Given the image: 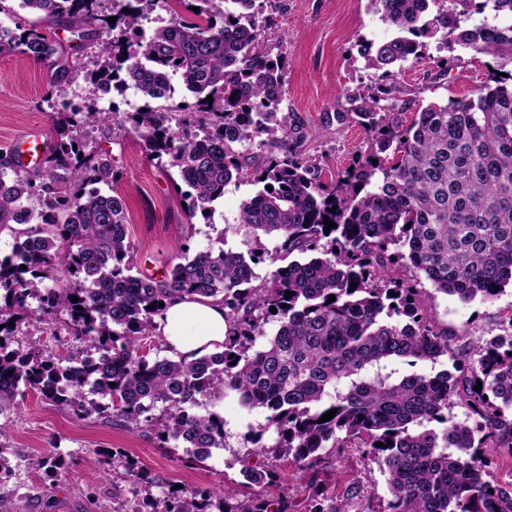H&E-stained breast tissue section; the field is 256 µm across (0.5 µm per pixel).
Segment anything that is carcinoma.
Masks as SVG:
<instances>
[{
  "label": "carcinoma",
  "instance_id": "obj_1",
  "mask_svg": "<svg viewBox=\"0 0 512 512\" xmlns=\"http://www.w3.org/2000/svg\"><path fill=\"white\" fill-rule=\"evenodd\" d=\"M172 1L184 12L144 28ZM142 2L111 24L108 0H21L41 26L0 34V54L50 63L61 99L38 167L0 155V232L16 240L0 259V415L34 392L203 461L224 447V418L207 406L232 394L248 411L265 410L275 433L270 443L265 431L255 434L261 458L242 469L249 485L271 480V459L290 456L308 474L328 448H364L387 475L383 512H512V485L488 480L483 459L486 448L512 456V313L450 371L392 368L451 352L448 333L427 320L422 282L463 303L492 301L512 284V0H448L434 13L437 0H371L397 31L366 53L390 84L347 95L349 108L336 112L339 122L357 116L370 152L331 190L323 168L297 154L306 130L284 110L285 60L265 44V0ZM92 23L106 37L84 72L91 97L73 107L66 96L77 72L66 52L84 48ZM57 29L67 43L52 38ZM435 37L495 59V86L421 107L406 127L394 68L419 59L421 39ZM119 76L148 100L177 83L194 102L147 103L120 118L93 99ZM128 123L152 157L170 158L189 188L191 219L207 217L232 181L259 186L239 204L247 253L219 246L192 254L182 244L161 277L135 270L126 203L112 190L118 171L84 140L88 128ZM91 184L111 191L89 192ZM327 222L336 223L328 234ZM293 254L300 258L288 260ZM265 260L287 264L260 278L254 266ZM183 296L224 304V343L193 361L148 360L141 341L167 347L154 322L158 303ZM47 316L90 348L77 357L22 348L23 327ZM458 402L468 409L463 421L450 415ZM230 498L213 504L202 491L176 490L162 507L288 512L279 498Z\"/></svg>",
  "mask_w": 512,
  "mask_h": 512
}]
</instances>
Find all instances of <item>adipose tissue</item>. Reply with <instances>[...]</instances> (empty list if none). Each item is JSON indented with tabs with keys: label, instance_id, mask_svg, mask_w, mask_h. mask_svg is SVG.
<instances>
[{
	"label": "adipose tissue",
	"instance_id": "adipose-tissue-1",
	"mask_svg": "<svg viewBox=\"0 0 512 512\" xmlns=\"http://www.w3.org/2000/svg\"><path fill=\"white\" fill-rule=\"evenodd\" d=\"M157 330L172 355L194 360L223 343L224 306L210 299L176 298L156 315Z\"/></svg>",
	"mask_w": 512,
	"mask_h": 512
}]
</instances>
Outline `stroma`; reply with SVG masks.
<instances>
[{
    "label": "stroma",
    "mask_w": 512,
    "mask_h": 512,
    "mask_svg": "<svg viewBox=\"0 0 512 512\" xmlns=\"http://www.w3.org/2000/svg\"><path fill=\"white\" fill-rule=\"evenodd\" d=\"M269 44L286 59L285 103L301 117L306 138L299 151L320 162L325 180L341 175L363 148L364 131L357 123L340 124L334 114L345 91L374 93L381 87L377 71L367 67L362 46L392 35L370 6V0H280L270 10ZM492 58L471 59L462 49H450L430 39L420 62L405 63L395 82L413 106L472 96L488 82ZM51 71L18 54L0 56V149L33 126L51 129L55 101L47 95ZM91 145L111 152L120 179L115 189L125 198L128 229L135 244L134 263L141 273L161 276L180 244L192 251L211 247L247 251L238 221L240 201L253 185L230 183L214 205L210 220L187 218L183 207L187 188L168 159L148 157L132 128L88 134ZM427 312L445 330L456 353L478 338L500 332L512 314V288L496 299L468 304L435 294ZM210 410L224 418V445L201 462L189 461L176 444L159 447L151 436L132 433L96 417L79 418L37 394L26 395L12 414L9 455L11 471L0 485L10 490L17 512H149L175 486L209 491L212 496L249 489L287 501L288 512H309L316 491H324L341 512H383L389 493L378 463L358 449L330 457L323 472L304 477L292 458L273 464L272 482L245 486L244 462L256 458L253 429L266 414L245 411L234 396L214 399ZM52 451L61 461L57 481L28 465L32 456ZM117 451L135 461L153 481L149 492L137 491L121 463L101 462L98 452ZM52 497H44L45 485Z\"/></svg>",
    "instance_id": "1"
}]
</instances>
